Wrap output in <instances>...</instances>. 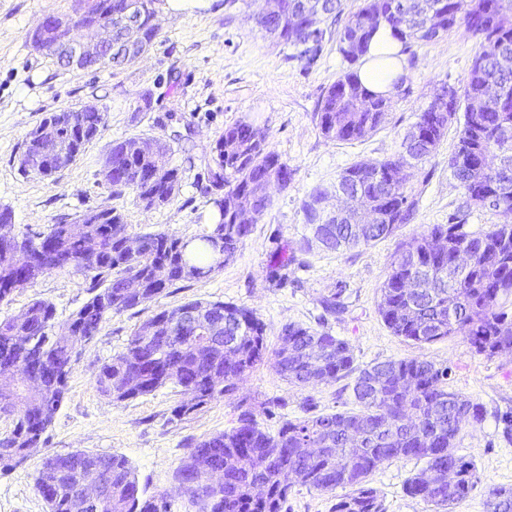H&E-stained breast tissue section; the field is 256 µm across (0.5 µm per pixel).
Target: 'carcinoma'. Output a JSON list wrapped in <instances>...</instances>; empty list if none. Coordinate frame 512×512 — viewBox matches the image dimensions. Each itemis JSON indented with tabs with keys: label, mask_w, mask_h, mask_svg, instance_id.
<instances>
[{
	"label": "carcinoma",
	"mask_w": 512,
	"mask_h": 512,
	"mask_svg": "<svg viewBox=\"0 0 512 512\" xmlns=\"http://www.w3.org/2000/svg\"><path fill=\"white\" fill-rule=\"evenodd\" d=\"M281 16L246 20L293 49L289 59L313 63L322 51L326 22L336 23L340 0H321L319 27L307 30L293 24L308 7L307 0H286ZM382 26L393 31L402 51L411 42H429L455 27H465L478 49L462 87L446 82L435 89L428 106L404 135L400 150L376 162L360 161L342 170L336 181L311 189L302 205L304 223L312 237L299 245L284 244L270 258V281L288 283V268L297 253L317 244L330 251L353 250L391 235L414 218L415 201L409 198L408 179L397 176L431 158L448 125L463 112L458 141L448 167L463 190L466 208H488L512 213V69L501 65L512 58V0H362L358 10L337 31L338 50L354 65L368 53ZM484 101V111L472 112ZM456 111H448V103ZM395 101L365 89L355 71H343L327 89L316 112L321 134L350 142L378 130ZM73 126L65 112H54L52 149L70 155L83 137L97 136L104 126L101 112L80 113ZM136 135L112 145L102 169L104 184L114 195L134 194L139 202L163 194L164 186L179 184V169L171 166L173 146L163 140L155 155H144ZM218 166L207 165L206 194L216 222L202 235L183 240L165 231L139 236L140 252L131 254L123 241L131 237L125 217L109 208L104 220L83 225L73 236L61 218L36 235L14 234L15 242H0V302L45 274L76 269L92 274L93 296L68 318L70 335L50 336L55 325L54 306L35 300L14 316L0 320V374L22 364L41 375L39 389L0 378V410L13 417L12 431L0 436V469L14 468L44 435L64 398L77 347L98 333L109 315L152 301L178 282L207 278L233 259L252 232L240 221L244 207L263 215L273 205L270 189H286L293 172L270 148L263 127L246 119L224 128L216 140ZM44 145L28 134L18 157L19 170L43 153ZM346 193L352 205L330 216L320 204L333 193ZM224 235V257L216 256L210 239ZM64 252L66 266L46 271L18 266L13 251ZM469 249L473 262L461 274L453 265L456 252ZM408 280L424 288H406ZM139 285V296L127 285ZM342 290L321 300L324 312L340 315L345 307ZM512 300V222L494 224L486 231L466 232L460 224H432L402 241L380 289L377 312L389 331L417 344H431L460 336L477 355L491 358L512 352V317L502 310ZM186 306L205 311L204 319L224 317V340L209 343L202 330L182 333L173 323L183 309H164L142 322L132 333L127 351L102 365L95 384L100 393L123 402L150 394L171 383L181 388L184 400L173 413L182 418L208 401L233 393L249 373L264 361L290 384L306 387L351 379L358 411H336L305 419L287 420L275 434L259 426L245 411L238 426L204 439L189 449L177 477L182 493L201 512H283L292 485L320 493L338 487L350 492L338 499L334 512H385L369 475L393 460L416 458L426 467L411 476L406 494L433 506V512H453L482 483L476 464L458 454L456 440L466 426L484 419L483 407L448 389L449 367L428 360L391 359L364 368L354 366L349 343L324 329L288 323L280 332L278 349L267 354L265 323L249 309L224 301H192ZM16 336H27L32 348L22 349ZM321 352L311 363L308 352ZM454 462L453 481L435 474ZM209 463L224 469V487L208 488L198 466ZM101 465L112 473L109 492L89 512H158L157 502L144 490L128 460L116 454L79 450L71 457L45 459L35 486L48 512H77V498L87 468ZM487 506L498 503L512 512L511 486H486Z\"/></svg>",
	"instance_id": "1"
}]
</instances>
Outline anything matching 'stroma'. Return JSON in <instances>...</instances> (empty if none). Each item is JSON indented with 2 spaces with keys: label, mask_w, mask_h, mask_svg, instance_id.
<instances>
[{
  "label": "stroma",
  "mask_w": 512,
  "mask_h": 512,
  "mask_svg": "<svg viewBox=\"0 0 512 512\" xmlns=\"http://www.w3.org/2000/svg\"><path fill=\"white\" fill-rule=\"evenodd\" d=\"M73 0H0V206L9 207L16 230L45 231L60 218H76L106 205L121 212L132 235L166 231L190 240L207 228L206 164L225 126L246 118L265 127L272 148L292 169L287 189L274 190V203L253 226L235 258L210 277L182 282L153 301L110 315L91 341L83 344L67 379L64 399L45 441L21 465L0 470V512H48L35 488L44 459L88 450L128 459L146 497H165L171 512H197L179 490L176 473L190 448L212 435L236 427L239 415L252 410L257 422L277 432L286 420L304 417L303 403L313 400L314 414L355 406L345 381L298 388L270 367L257 365L238 389L212 400L194 413L176 418L182 396L168 385L121 403L100 394L95 378L105 362L125 352L135 328L154 314L188 301L229 302L253 310L266 324L268 350L279 344L282 325L295 322L324 326L348 341L355 364L365 367L390 359L429 360L451 369L452 391L479 403L482 424L464 427L457 440L460 455L475 462L486 483L512 486V353L486 358L471 352L461 337L418 344L392 335L377 312L380 288L397 245L430 224L458 216L465 231L500 223L494 211L464 209V195L448 167L459 123L448 127L438 151L409 180L416 202L411 223L359 249L343 252L319 247L299 253L278 287L268 278L270 254L284 242L310 236L302 202L316 185L335 181L360 160L377 161L395 154L404 133L432 99L439 83L462 86L477 51L475 39L456 28L431 42L412 45L405 92L385 125L350 143L323 137L315 112L328 87L347 67L335 38L310 67L287 59V50L265 31L246 21L263 0H209L207 8L169 14L158 11L159 31L141 60L114 68L66 70L38 54L27 35L48 14H66ZM151 94L150 111H142L143 94ZM96 105L104 127L79 158L48 180L18 169L17 157L28 133L50 113ZM181 140H174V133ZM140 135L173 139L171 163L180 171V190L168 204L150 210L133 194H111L100 174L113 143ZM91 278L81 272L52 273L0 302V318L17 314L37 299L51 302L57 325L90 298ZM343 291L346 312L323 318L321 297ZM424 463L400 459L373 472L368 484L386 512H432L424 501L408 496L406 480Z\"/></svg>",
  "instance_id": "35a3bbf8"
}]
</instances>
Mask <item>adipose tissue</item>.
I'll return each instance as SVG.
<instances>
[{
	"instance_id": "adipose-tissue-1",
	"label": "adipose tissue",
	"mask_w": 512,
	"mask_h": 512,
	"mask_svg": "<svg viewBox=\"0 0 512 512\" xmlns=\"http://www.w3.org/2000/svg\"><path fill=\"white\" fill-rule=\"evenodd\" d=\"M399 49L400 44L389 28L377 31L359 70V79L366 89L386 97L396 96L405 73L404 62L397 56Z\"/></svg>"
}]
</instances>
